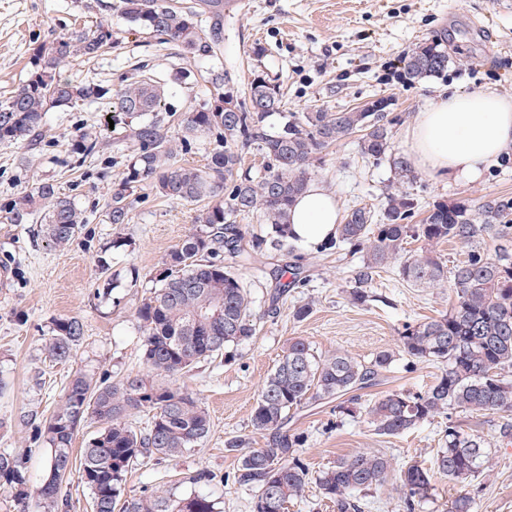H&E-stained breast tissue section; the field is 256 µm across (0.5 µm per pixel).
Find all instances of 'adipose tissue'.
I'll list each match as a JSON object with an SVG mask.
<instances>
[{
  "label": "adipose tissue",
  "mask_w": 512,
  "mask_h": 512,
  "mask_svg": "<svg viewBox=\"0 0 512 512\" xmlns=\"http://www.w3.org/2000/svg\"><path fill=\"white\" fill-rule=\"evenodd\" d=\"M512 156V98L487 90L442 91L405 135V158L436 179L477 181ZM342 219L336 197L309 184L290 213L292 238L316 249Z\"/></svg>",
  "instance_id": "ef3b65f1"
}]
</instances>
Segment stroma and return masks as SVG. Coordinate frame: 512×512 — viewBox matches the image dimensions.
Here are the masks:
<instances>
[{
	"instance_id": "1",
	"label": "stroma",
	"mask_w": 512,
	"mask_h": 512,
	"mask_svg": "<svg viewBox=\"0 0 512 512\" xmlns=\"http://www.w3.org/2000/svg\"><path fill=\"white\" fill-rule=\"evenodd\" d=\"M111 0H0V100L26 81L34 69V53L43 41L74 28L106 22L112 47L103 55L76 58L64 74L75 82H93L106 91L97 102L46 113L43 132L32 145L0 144V451L26 455L30 486H39L42 443L36 436L58 403L75 368L120 377L140 367L142 336L135 312L153 292L162 258L192 230L196 205L154 195L133 198L126 224L109 223L106 203L112 183L129 160L127 126L107 121L123 76L139 66L163 86L157 118L169 136L179 138V118L190 108L212 103L211 73L224 75L225 88L245 98L251 80L263 74L278 78L283 101L267 121L277 132L292 114L321 108L350 109L371 100H393V147L389 156L362 157L357 139L330 146L316 162L311 179L336 196L341 209H380L398 176L394 156L403 154L407 127L447 87L461 91L493 90L512 97V0H244L223 16V51L198 55L163 44L153 34L135 29ZM443 40L448 67L438 75L410 82L405 58L418 45ZM264 53L253 57L250 49ZM96 131L98 149L75 153L73 143ZM48 180L61 196L74 201L86 222L66 250L55 249L42 236L38 216L20 224L8 222L12 201L34 183ZM407 192L419 208L437 201L465 202L478 209L486 200L512 197V159L472 183H441L417 172ZM361 254L349 247L327 256L296 243L267 249L264 262L248 271L253 305L263 319L252 340L232 357L196 365L183 380L200 399L211 420L208 439L182 456L148 461L128 473L125 492L148 496L168 490L178 495L200 493L219 501L222 512H252L253 488L231 481L237 453L224 443L247 438L262 448L266 439L251 425V411L261 381L274 369L288 341L305 338L316 354L336 349L368 361L379 351L397 358L382 383L359 392L352 411L335 404L311 405L292 414L290 432L303 436L301 458L310 474L333 465L336 458L360 450L387 456L392 467L381 487L362 495V512H404L399 474L406 465L432 464L448 422L481 435L491 454L486 468L471 483L478 512H512V436L501 433L502 415L456 412L425 422L396 437L370 431L362 410L370 399L393 390L417 391L435 380L436 365L398 354L403 325L438 316L447 310L449 288H409L394 270L381 272L371 286L376 299L352 305L346 291ZM118 273L113 300L96 294L100 265ZM300 265L308 282L290 289L269 314L275 268ZM312 302L311 315L292 316L294 305ZM80 317L85 329L75 361L49 360L43 338L54 319ZM213 480L192 484L196 471Z\"/></svg>"
}]
</instances>
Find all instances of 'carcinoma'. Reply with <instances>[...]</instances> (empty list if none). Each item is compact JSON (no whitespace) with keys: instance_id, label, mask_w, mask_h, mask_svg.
Masks as SVG:
<instances>
[{"instance_id":"1","label":"carcinoma","mask_w":512,"mask_h":512,"mask_svg":"<svg viewBox=\"0 0 512 512\" xmlns=\"http://www.w3.org/2000/svg\"><path fill=\"white\" fill-rule=\"evenodd\" d=\"M214 22L204 29L194 6L171 0H120L121 15L161 41L188 53L215 54L220 50L222 0H202ZM112 48V30L102 22L59 36L37 48L35 70L0 102V143H31L41 135L44 117L52 107L84 105L104 97L101 86L76 84L61 74L74 57L94 56ZM448 53L441 43H423L405 59L412 82L443 72ZM216 95L236 111L205 105L184 113L181 145L215 140L202 166L177 165L175 149L164 125L146 116L161 109L163 90L148 76L121 86L116 111L142 121L131 132L133 154L113 182L107 203L112 224L130 221L129 198L147 188L160 197L199 206L194 229L161 262L160 287L136 310L144 368L116 380L81 368L71 373L61 402L38 430L44 444L43 482L30 494L26 459L0 452V490L12 493L19 512H30L31 499L64 512L58 498L63 481L78 472L91 492L92 512H220L208 496L178 497L171 492L126 497L127 474L147 459L176 458L202 443L211 423L199 398L175 384L201 361L217 359L255 336L258 319L242 269L260 254L262 239L248 236L237 218L257 216L268 228L270 243L290 239V210L306 190L318 155L333 144L359 136L361 154L379 160L392 148L393 131L386 112L365 107L327 112H304L283 129L269 134L266 118L282 100L275 80L257 76L248 102L234 101L224 90V75L210 78ZM257 145L264 174L242 169L241 150ZM40 214L43 233L57 248L68 246L85 223L74 202L59 195L50 181H40L12 203L10 221L17 224ZM417 204L404 191L387 194L380 212L355 206L343 216L336 236L321 245L330 253L347 243L363 252L349 301L366 306L375 300L368 289L381 270L392 267L410 288L451 290L448 311L405 326L399 352L440 366L424 391L389 392L365 407L368 423L378 436H399L452 410L512 413V198L485 201L473 214L461 202H437L413 223ZM418 243L406 250L408 240ZM455 243L466 257L448 266L439 245ZM84 338L76 316L54 320L44 350L57 363L70 361ZM396 352L383 350L368 363L339 349L316 354L302 337L288 342L274 370L259 387L251 413L253 429L268 437L265 448L241 455L235 482L257 489L253 512H285L310 483L301 459L303 440L285 430L288 414L320 401L339 400L377 384L390 369ZM152 413L150 425L131 422L136 412ZM89 418L105 422L83 448L72 454L75 434ZM484 440L450 423L433 466L415 462L400 472L407 512L431 496L433 477L440 474L456 487L451 512H476L468 485L487 462ZM390 462L372 451L336 459L315 483L337 512H362L358 494L384 482Z\"/></svg>"}]
</instances>
